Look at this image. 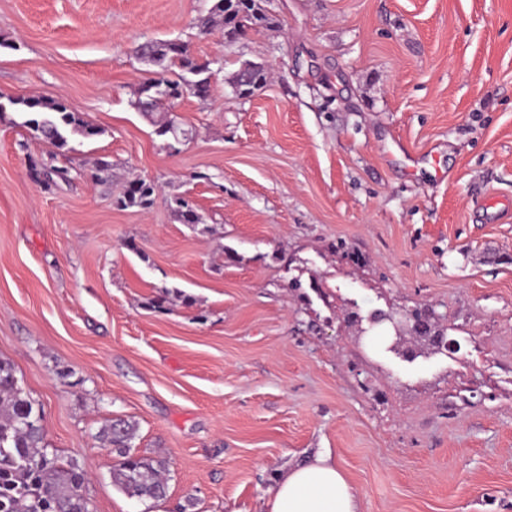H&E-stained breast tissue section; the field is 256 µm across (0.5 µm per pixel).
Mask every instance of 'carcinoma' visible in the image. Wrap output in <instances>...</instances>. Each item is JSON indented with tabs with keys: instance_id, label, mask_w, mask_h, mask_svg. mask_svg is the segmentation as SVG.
<instances>
[{
	"instance_id": "cac0c4a2",
	"label": "carcinoma",
	"mask_w": 512,
	"mask_h": 512,
	"mask_svg": "<svg viewBox=\"0 0 512 512\" xmlns=\"http://www.w3.org/2000/svg\"><path fill=\"white\" fill-rule=\"evenodd\" d=\"M214 21L219 22L224 37L233 39L269 23V18L259 14L256 0H215L203 25ZM137 53L158 67L155 77L140 86L136 101V108L147 115L159 110L165 101L178 100L188 92L185 74L208 71V66L199 63L180 42L150 41ZM10 103L27 116L21 126L32 130L60 155L68 149L67 129L89 138L100 134L98 128L70 111L61 98L16 97ZM29 163L35 179L46 186L70 181L69 169L55 166L50 160L31 159ZM157 192L153 182L134 181L115 204L148 209ZM170 206L182 223H201L196 211L184 206L183 197L172 196ZM134 432L133 424L117 419L101 427L95 438L120 458L112 470L114 485L131 498L161 500L167 494L166 461L130 454ZM86 483V474L76 463L63 462L47 448L40 406L18 384L11 363L0 359V512H91Z\"/></svg>"
}]
</instances>
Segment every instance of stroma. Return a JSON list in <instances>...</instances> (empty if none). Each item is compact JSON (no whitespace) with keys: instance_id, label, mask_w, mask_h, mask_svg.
Masks as SVG:
<instances>
[{"instance_id":"obj_1","label":"stroma","mask_w":512,"mask_h":512,"mask_svg":"<svg viewBox=\"0 0 512 512\" xmlns=\"http://www.w3.org/2000/svg\"><path fill=\"white\" fill-rule=\"evenodd\" d=\"M213 3L0 0V102L60 97L100 130L47 188L49 145L0 114V358L49 447L92 512H263L324 451L360 512H512V0H265L272 26L234 43L202 27ZM165 40L211 89L146 116L135 50ZM247 61L270 77L242 98ZM136 179L153 206L118 208ZM424 305L459 352L377 339L374 313ZM116 418L165 458L164 500L113 484Z\"/></svg>"}]
</instances>
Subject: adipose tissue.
<instances>
[{
	"label": "adipose tissue",
	"instance_id": "obj_1",
	"mask_svg": "<svg viewBox=\"0 0 512 512\" xmlns=\"http://www.w3.org/2000/svg\"><path fill=\"white\" fill-rule=\"evenodd\" d=\"M265 512H358V496L330 454L317 453L282 471Z\"/></svg>",
	"mask_w": 512,
	"mask_h": 512
}]
</instances>
